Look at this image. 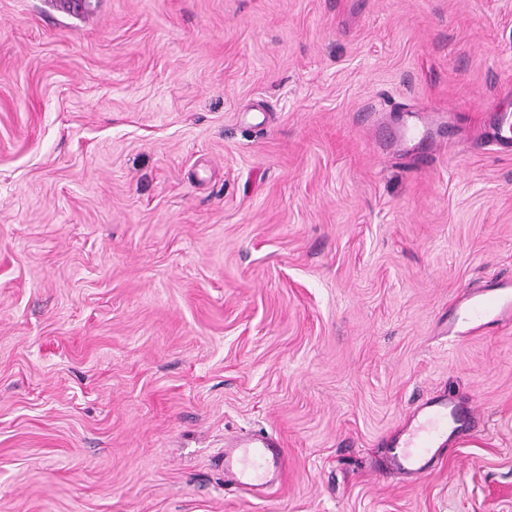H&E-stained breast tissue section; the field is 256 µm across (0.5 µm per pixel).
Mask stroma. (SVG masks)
Masks as SVG:
<instances>
[{
	"mask_svg": "<svg viewBox=\"0 0 512 512\" xmlns=\"http://www.w3.org/2000/svg\"><path fill=\"white\" fill-rule=\"evenodd\" d=\"M506 111L512 0H0V512H512V329H445L512 280ZM490 132V141L503 149L512 147V116L507 113L499 114ZM508 132L510 135H508ZM473 411L446 397L427 399L418 405L415 424L389 448L384 467L409 484L421 483L446 451L448 425L471 419ZM287 468L288 456L277 435L243 432L224 448V490L265 497L282 482Z\"/></svg>",
	"mask_w": 512,
	"mask_h": 512,
	"instance_id": "obj_1",
	"label": "stroma"
}]
</instances>
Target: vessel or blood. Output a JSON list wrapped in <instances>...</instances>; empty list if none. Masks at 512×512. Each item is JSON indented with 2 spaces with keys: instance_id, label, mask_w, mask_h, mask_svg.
Masks as SVG:
<instances>
[{
  "instance_id": "b4317fda",
  "label": "vessel or blood",
  "mask_w": 512,
  "mask_h": 512,
  "mask_svg": "<svg viewBox=\"0 0 512 512\" xmlns=\"http://www.w3.org/2000/svg\"><path fill=\"white\" fill-rule=\"evenodd\" d=\"M490 140L504 149L512 147L511 115L496 117ZM460 302L466 308L467 319L461 323L449 317L450 334L480 331L489 318L501 326L512 324L510 283L499 282L480 292L464 294ZM472 416L469 406L445 397L423 401L416 409L414 425L389 449L385 469L409 484L424 481L446 450L449 425ZM287 468L283 443L272 433L246 431L233 436L224 448V488L230 492L265 497L281 483Z\"/></svg>"
}]
</instances>
